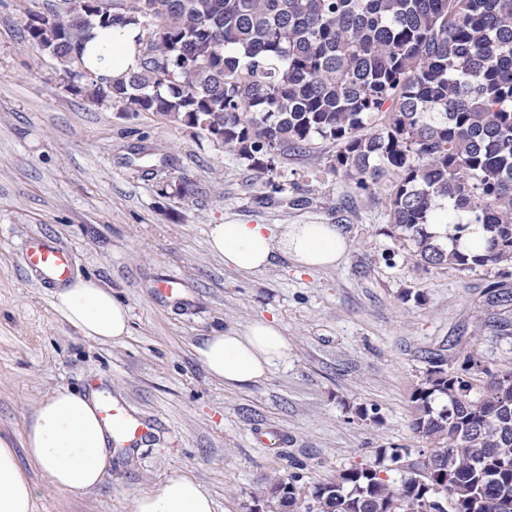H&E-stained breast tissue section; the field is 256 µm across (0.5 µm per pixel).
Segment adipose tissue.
Returning a JSON list of instances; mask_svg holds the SVG:
<instances>
[{
    "label": "adipose tissue",
    "mask_w": 512,
    "mask_h": 512,
    "mask_svg": "<svg viewBox=\"0 0 512 512\" xmlns=\"http://www.w3.org/2000/svg\"><path fill=\"white\" fill-rule=\"evenodd\" d=\"M138 33L132 25L96 31L82 56L84 68L114 76L136 69ZM428 230L448 250L469 255L484 251L482 225L460 231L443 220ZM208 244L225 266L242 272L265 269L277 253L308 270L329 268L349 246L336 224H282L275 230L263 224H213ZM53 306L64 321L95 341H118L129 331L127 307L93 277H74L56 292ZM288 349L279 325L261 318L243 332L233 328L211 332L196 355L213 378L238 388L265 380L273 363L287 357ZM103 403L97 392L61 387L37 406L25 429L23 447L55 489L88 494L102 483L116 436L100 417ZM38 496L39 488L21 471L11 442L0 438V512H35ZM133 512H214V502L201 483L176 475L139 496Z\"/></svg>",
    "instance_id": "adipose-tissue-1"
}]
</instances>
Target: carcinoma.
<instances>
[{
	"label": "carcinoma",
	"mask_w": 512,
	"mask_h": 512,
	"mask_svg": "<svg viewBox=\"0 0 512 512\" xmlns=\"http://www.w3.org/2000/svg\"><path fill=\"white\" fill-rule=\"evenodd\" d=\"M63 0L27 41L68 55V88L199 131L258 174L274 157L338 146L333 172L362 190L394 179L386 205L416 261L461 271L512 266V0ZM134 24L138 68L82 69L93 30ZM488 233L484 253H448L428 232ZM418 458L381 448L306 491L299 476L251 493L275 512H512V371L472 355L431 361L411 394ZM403 470L396 483L385 473Z\"/></svg>",
	"instance_id": "carcinoma-1"
}]
</instances>
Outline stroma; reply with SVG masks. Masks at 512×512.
I'll use <instances>...</instances> for the list:
<instances>
[{"label":"stroma","instance_id":"stroma-1","mask_svg":"<svg viewBox=\"0 0 512 512\" xmlns=\"http://www.w3.org/2000/svg\"><path fill=\"white\" fill-rule=\"evenodd\" d=\"M52 2L0 0V436L40 487L36 512H133L173 475L201 483L216 512H249L264 477L312 487L376 449L423 447L410 395L430 359L457 372L474 354L512 370V299L492 301L498 269L418 265L385 187L364 191L330 170L335 144L260 175L197 130L71 94L61 66L24 40ZM150 144L162 152L139 158ZM237 223L338 224L350 248L331 268L279 257L242 273L207 244L209 225ZM34 236L111 288L129 309L128 336L97 342L56 313L53 289L21 265ZM168 277L179 298L157 294ZM260 318L279 323L288 356L265 381L226 388L195 348ZM60 387L95 388L154 427L142 446L113 443L89 494L46 484L20 447L33 408Z\"/></svg>","mask_w":512,"mask_h":512}]
</instances>
